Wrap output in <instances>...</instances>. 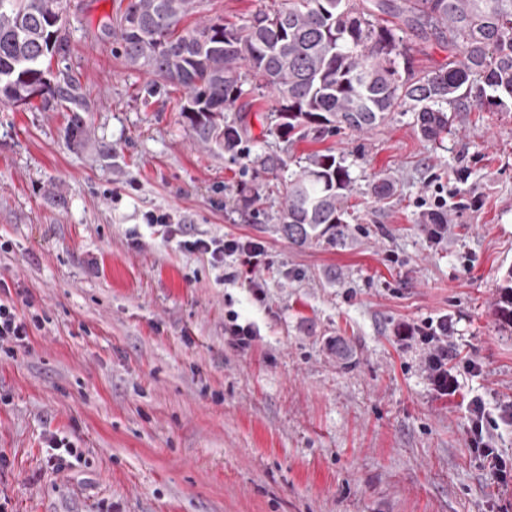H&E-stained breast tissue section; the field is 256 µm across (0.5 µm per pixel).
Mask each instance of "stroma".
Instances as JSON below:
<instances>
[{"mask_svg":"<svg viewBox=\"0 0 512 512\" xmlns=\"http://www.w3.org/2000/svg\"><path fill=\"white\" fill-rule=\"evenodd\" d=\"M283 0H196L183 27L242 23ZM128 0H63L52 82L71 100L0 103V278L41 328L0 352L5 512H512L470 446L480 402L512 468V326L494 314L512 269V109L449 105L425 139L408 106L366 134L285 142L272 93L245 83V155L194 144L182 88L148 94L110 28ZM415 72L447 67L403 32ZM87 128L68 139L73 114ZM345 159L354 215L342 244L297 246L279 215L288 176L316 151ZM284 165L256 174L258 158ZM393 183L379 200L374 181ZM259 185L252 210L240 188ZM444 198L448 230L422 231ZM168 214L175 235L149 226ZM253 239L254 271L213 263L196 238ZM251 326L234 345L225 329ZM446 324L460 390L428 371ZM81 451L61 470L50 435Z\"/></svg>","mask_w":512,"mask_h":512,"instance_id":"stroma-1","label":"stroma"}]
</instances>
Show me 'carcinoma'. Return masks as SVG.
I'll list each match as a JSON object with an SVG mask.
<instances>
[{
  "label": "carcinoma",
  "mask_w": 512,
  "mask_h": 512,
  "mask_svg": "<svg viewBox=\"0 0 512 512\" xmlns=\"http://www.w3.org/2000/svg\"><path fill=\"white\" fill-rule=\"evenodd\" d=\"M195 0H129L114 34L126 63L181 87L179 112L193 142L243 152L244 128L224 122L243 94L246 76L275 95L276 133L283 141L314 130L364 134L397 109L420 107L423 137L448 131L438 104L454 103L477 86L480 104H512V0H288L243 23L218 16L178 31ZM390 16L406 28L448 43L447 69L418 77L410 62L396 67L402 38L379 24ZM61 0H0V100L44 106L67 93L51 84L52 57L64 51ZM353 178L344 160L314 152L288 181L279 221L297 245L344 237ZM447 216L431 213L424 231L444 233ZM495 316L512 324V284L501 289Z\"/></svg>",
  "instance_id": "cac0c4a2"
}]
</instances>
